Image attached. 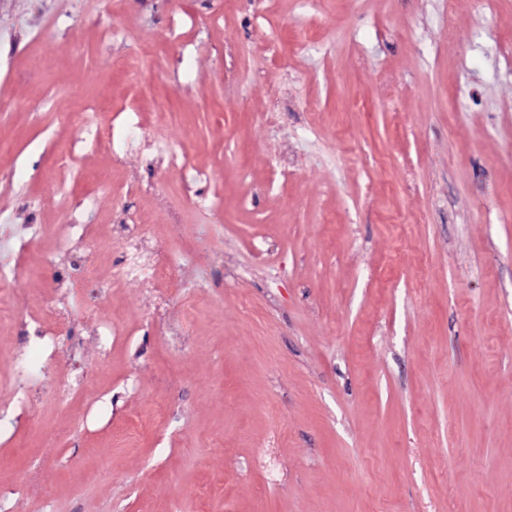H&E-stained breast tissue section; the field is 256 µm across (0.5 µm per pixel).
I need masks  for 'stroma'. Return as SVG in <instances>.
Masks as SVG:
<instances>
[{
  "label": "stroma",
  "instance_id": "35a3bbf8",
  "mask_svg": "<svg viewBox=\"0 0 512 512\" xmlns=\"http://www.w3.org/2000/svg\"><path fill=\"white\" fill-rule=\"evenodd\" d=\"M0 266V512H512V0H0Z\"/></svg>",
  "mask_w": 512,
  "mask_h": 512
}]
</instances>
